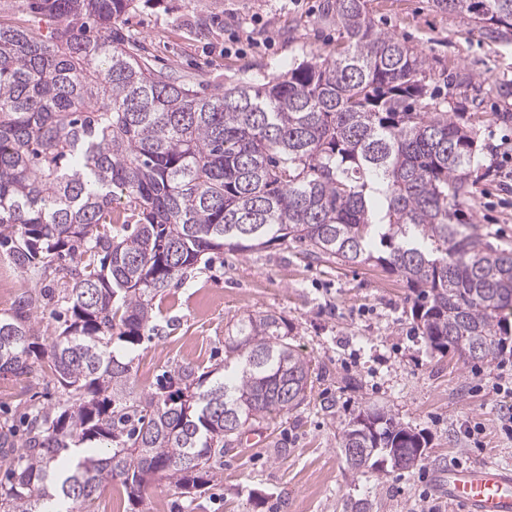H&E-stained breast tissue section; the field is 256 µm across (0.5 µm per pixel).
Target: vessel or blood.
<instances>
[{"label": "vessel or blood", "instance_id": "1", "mask_svg": "<svg viewBox=\"0 0 512 512\" xmlns=\"http://www.w3.org/2000/svg\"><path fill=\"white\" fill-rule=\"evenodd\" d=\"M442 481L461 512H512V475L503 470L452 468L443 473Z\"/></svg>", "mask_w": 512, "mask_h": 512}]
</instances>
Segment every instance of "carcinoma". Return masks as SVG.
I'll return each mask as SVG.
<instances>
[{"label":"carcinoma","instance_id":"obj_1","mask_svg":"<svg viewBox=\"0 0 512 512\" xmlns=\"http://www.w3.org/2000/svg\"><path fill=\"white\" fill-rule=\"evenodd\" d=\"M137 0H27L47 28L0 20V246L59 288L61 330L39 339L45 291L0 315V375L46 364L62 399L29 409L0 512L82 506L117 481L191 493L217 478L247 423L299 407L312 384L290 329L241 319L224 377L181 366L136 393V345L155 299L209 254L276 241L374 262L415 294L417 329L463 364L512 351V244L465 221L480 148L440 106L423 51L376 28L368 0H323L343 47L260 86L202 95L130 48ZM490 42L512 37V0H433ZM422 434L367 408L342 429L351 469L408 470Z\"/></svg>","mask_w":512,"mask_h":512}]
</instances>
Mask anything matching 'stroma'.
Returning <instances> with one entry per match:
<instances>
[{"label": "stroma", "mask_w": 512, "mask_h": 512, "mask_svg": "<svg viewBox=\"0 0 512 512\" xmlns=\"http://www.w3.org/2000/svg\"><path fill=\"white\" fill-rule=\"evenodd\" d=\"M322 0H138L125 27L155 68L190 87L219 93L262 84L338 43L320 16ZM375 24L422 49L433 71H466L474 86L441 87L449 108L475 128L482 147L479 179L463 206L494 242L512 244V40H480L467 17L436 11L431 0H370ZM407 283L373 265L317 260L287 241L242 255L231 250L198 265L158 305L173 325L140 344L114 343L133 360L137 390L164 370L223 371L224 339L240 319L273 312L291 328L311 362L304 404L249 423L224 455L216 482L181 495L164 480L142 503L119 496L115 512H458L436 472L451 465L497 464L512 471V353L464 365L433 350L412 319ZM59 397L41 365L0 376V416L16 421L33 403ZM379 408L421 433L425 458L409 470L359 473L340 452V432L360 410Z\"/></svg>", "instance_id": "35a3bbf8"}]
</instances>
